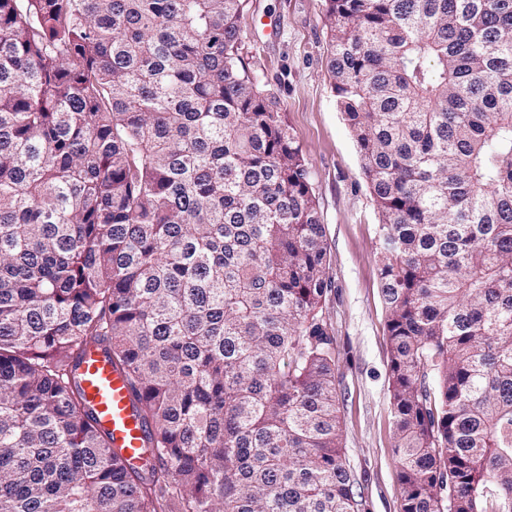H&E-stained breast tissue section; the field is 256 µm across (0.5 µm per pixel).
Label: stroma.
<instances>
[{"mask_svg": "<svg viewBox=\"0 0 512 512\" xmlns=\"http://www.w3.org/2000/svg\"><path fill=\"white\" fill-rule=\"evenodd\" d=\"M242 56L274 96L310 170L325 230L324 314L336 339L347 464L367 512H401L388 391L389 344L378 270L379 213L328 71L324 0H245Z\"/></svg>", "mask_w": 512, "mask_h": 512, "instance_id": "stroma-1", "label": "stroma"}]
</instances>
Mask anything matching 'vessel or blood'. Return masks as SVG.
<instances>
[{"label": "vessel or blood", "mask_w": 512, "mask_h": 512, "mask_svg": "<svg viewBox=\"0 0 512 512\" xmlns=\"http://www.w3.org/2000/svg\"><path fill=\"white\" fill-rule=\"evenodd\" d=\"M81 386L98 426L112 435L128 460H136L145 445L146 431L137 418L134 399L122 374L98 349H88L80 367Z\"/></svg>", "instance_id": "vessel-or-blood-1"}]
</instances>
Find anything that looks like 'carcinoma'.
I'll use <instances>...</instances> for the list:
<instances>
[{"label": "carcinoma", "instance_id": "carcinoma-1", "mask_svg": "<svg viewBox=\"0 0 512 512\" xmlns=\"http://www.w3.org/2000/svg\"><path fill=\"white\" fill-rule=\"evenodd\" d=\"M377 206L402 512H512V0H325ZM244 0H0V512H366L307 164ZM95 346L146 429L127 466ZM79 372L86 401L98 426L112 434V445L135 462L144 448L146 431L134 412V399L122 374L97 348H89Z\"/></svg>", "mask_w": 512, "mask_h": 512}]
</instances>
